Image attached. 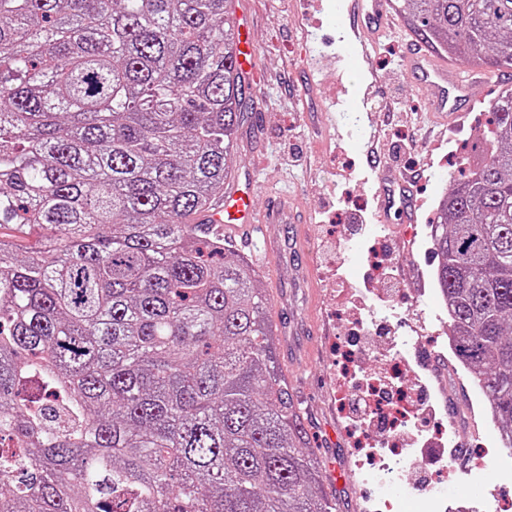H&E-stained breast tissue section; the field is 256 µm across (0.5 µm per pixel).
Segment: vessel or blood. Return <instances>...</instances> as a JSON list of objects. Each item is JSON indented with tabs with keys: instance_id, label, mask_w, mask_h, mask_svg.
<instances>
[{
	"instance_id": "b4317fda",
	"label": "vessel or blood",
	"mask_w": 512,
	"mask_h": 512,
	"mask_svg": "<svg viewBox=\"0 0 512 512\" xmlns=\"http://www.w3.org/2000/svg\"><path fill=\"white\" fill-rule=\"evenodd\" d=\"M347 15L355 38L365 49L375 45L396 23L391 0H347ZM407 72L416 86L425 90L429 112L450 122L467 112L475 101L483 99L488 84L478 65L450 66L419 48L408 55ZM411 185V179L397 170L379 167L376 199L380 219L395 215L403 222H415ZM254 189L250 177L237 181L225 192L223 200L204 214V223L221 224L238 234L253 232L259 224H293L297 227V242H304L305 231L297 226L296 199L278 193L265 210L259 211L253 206Z\"/></svg>"
}]
</instances>
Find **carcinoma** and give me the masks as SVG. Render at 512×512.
<instances>
[{
    "label": "carcinoma",
    "mask_w": 512,
    "mask_h": 512,
    "mask_svg": "<svg viewBox=\"0 0 512 512\" xmlns=\"http://www.w3.org/2000/svg\"><path fill=\"white\" fill-rule=\"evenodd\" d=\"M233 0H0V512H336L259 274L199 217L249 90ZM512 71V0H396ZM431 221L512 449V89Z\"/></svg>",
    "instance_id": "cac0c4a2"
}]
</instances>
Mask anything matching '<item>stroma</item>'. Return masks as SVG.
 Wrapping results in <instances>:
<instances>
[{
    "instance_id": "1",
    "label": "stroma",
    "mask_w": 512,
    "mask_h": 512,
    "mask_svg": "<svg viewBox=\"0 0 512 512\" xmlns=\"http://www.w3.org/2000/svg\"><path fill=\"white\" fill-rule=\"evenodd\" d=\"M345 0H236L235 17L255 48L246 71L249 96L238 132L233 177L250 173L261 185L296 194L308 220L306 232L315 275L305 283L282 278L272 283L271 265L290 264L291 229L266 224L247 237L226 241L259 267L279 328L276 355L292 378L289 390L306 415L311 446L322 459L340 462L353 473L348 484L324 480L337 512H372L373 491L355 471L354 426L336 397L341 373L339 346L353 339L357 318L390 321L399 335L438 354V366H415L430 393L435 417L455 428L445 447L462 441L486 458L495 471L492 435L470 420L476 393L470 381L449 371L443 346L447 325L439 318L441 296L433 279L435 263L429 222L457 170L463 148L479 144L487 115L475 102L439 134L427 97L409 78L405 59L417 39L406 21L380 38L371 51L375 81L366 79L344 14ZM316 70L305 84L302 65ZM376 155L368 157L366 138ZM415 174L417 221L384 224L380 235L373 198V158ZM278 250L266 255L264 242ZM390 249L401 288L388 295L376 278L370 254ZM377 295L379 304L350 308L352 295Z\"/></svg>"
}]
</instances>
